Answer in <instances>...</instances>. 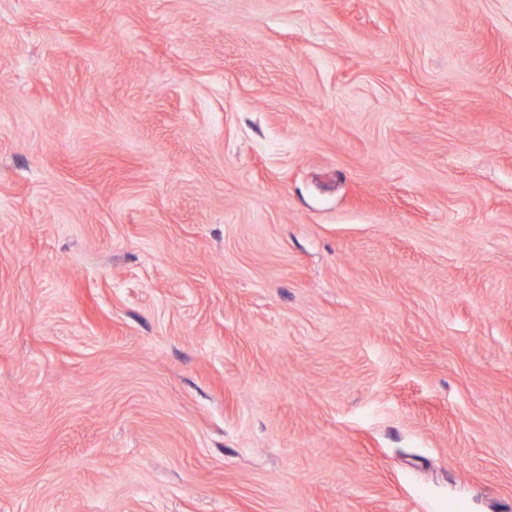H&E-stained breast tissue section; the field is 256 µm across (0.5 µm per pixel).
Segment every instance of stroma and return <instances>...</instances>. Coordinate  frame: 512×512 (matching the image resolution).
<instances>
[{
	"label": "stroma",
	"mask_w": 512,
	"mask_h": 512,
	"mask_svg": "<svg viewBox=\"0 0 512 512\" xmlns=\"http://www.w3.org/2000/svg\"><path fill=\"white\" fill-rule=\"evenodd\" d=\"M0 512H512V0H0Z\"/></svg>",
	"instance_id": "35a3bbf8"
}]
</instances>
